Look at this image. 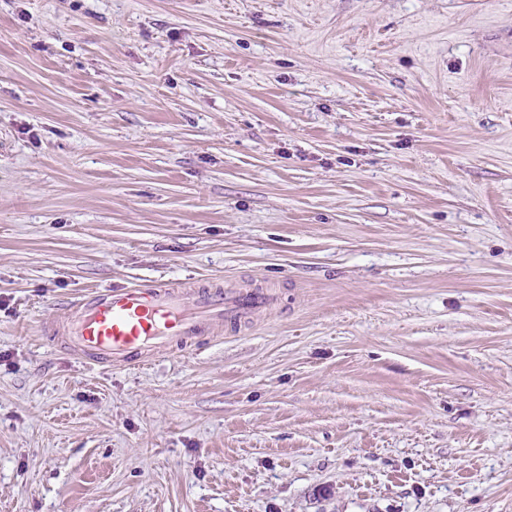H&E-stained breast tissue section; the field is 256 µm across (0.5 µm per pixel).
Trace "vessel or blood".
I'll use <instances>...</instances> for the list:
<instances>
[{"instance_id": "vessel-or-blood-1", "label": "vessel or blood", "mask_w": 512, "mask_h": 512, "mask_svg": "<svg viewBox=\"0 0 512 512\" xmlns=\"http://www.w3.org/2000/svg\"><path fill=\"white\" fill-rule=\"evenodd\" d=\"M276 301L270 287L154 282L90 291L51 327L54 338L102 366L150 361L198 345L216 324L237 326Z\"/></svg>"}]
</instances>
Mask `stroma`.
<instances>
[{"label": "stroma", "mask_w": 512, "mask_h": 512, "mask_svg": "<svg viewBox=\"0 0 512 512\" xmlns=\"http://www.w3.org/2000/svg\"><path fill=\"white\" fill-rule=\"evenodd\" d=\"M154 280L279 300L42 334ZM0 512H512V0H0ZM270 288L154 282L97 289L73 304L47 331L91 363H143L161 350L176 352L198 345L218 323L241 325L265 311L277 299Z\"/></svg>", "instance_id": "1"}]
</instances>
